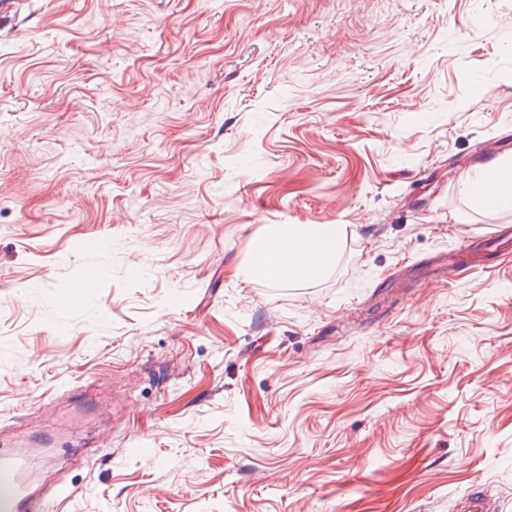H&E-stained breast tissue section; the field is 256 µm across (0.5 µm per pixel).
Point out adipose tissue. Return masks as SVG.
<instances>
[{"instance_id": "obj_1", "label": "adipose tissue", "mask_w": 512, "mask_h": 512, "mask_svg": "<svg viewBox=\"0 0 512 512\" xmlns=\"http://www.w3.org/2000/svg\"><path fill=\"white\" fill-rule=\"evenodd\" d=\"M463 192L481 198L486 204L512 209V165L498 166L495 180L484 175H465ZM343 230L336 224H285L254 245L258 260L253 275L268 277L278 273L280 278L303 285L316 280L331 267L340 247Z\"/></svg>"}]
</instances>
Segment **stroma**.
<instances>
[{
  "instance_id": "1",
  "label": "stroma",
  "mask_w": 512,
  "mask_h": 512,
  "mask_svg": "<svg viewBox=\"0 0 512 512\" xmlns=\"http://www.w3.org/2000/svg\"><path fill=\"white\" fill-rule=\"evenodd\" d=\"M0 439L44 512H512V0H21ZM277 224H339L299 286ZM93 287L81 288L88 272ZM497 177L488 182L484 173L465 175L461 181L463 192L468 196H477L486 204L512 209V164L505 167L499 164L496 167ZM343 230L338 224H282L266 237L256 240L252 273L271 277V266H279L277 278L306 284L316 280L336 260ZM288 249V260L284 258Z\"/></svg>"
}]
</instances>
